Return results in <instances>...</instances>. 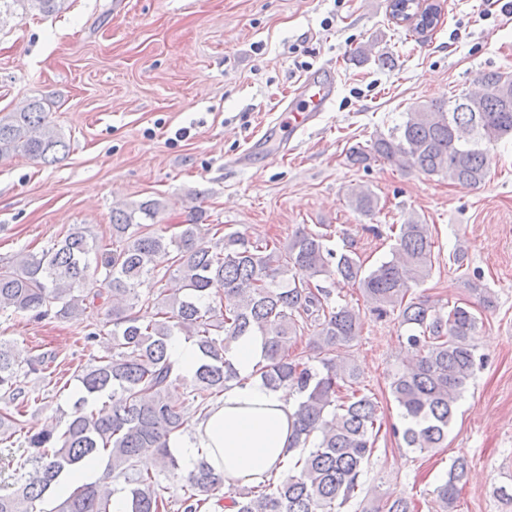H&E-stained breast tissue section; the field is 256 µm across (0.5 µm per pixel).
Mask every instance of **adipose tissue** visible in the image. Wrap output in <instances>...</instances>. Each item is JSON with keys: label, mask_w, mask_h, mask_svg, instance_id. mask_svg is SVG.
<instances>
[{"label": "adipose tissue", "mask_w": 512, "mask_h": 512, "mask_svg": "<svg viewBox=\"0 0 512 512\" xmlns=\"http://www.w3.org/2000/svg\"><path fill=\"white\" fill-rule=\"evenodd\" d=\"M234 363L245 384L226 389L206 414L191 424L190 436L171 440L184 471L206 461L226 483L249 485L280 474L292 444L296 399L287 389H268L252 371L261 356L258 337L235 344Z\"/></svg>", "instance_id": "obj_1"}]
</instances>
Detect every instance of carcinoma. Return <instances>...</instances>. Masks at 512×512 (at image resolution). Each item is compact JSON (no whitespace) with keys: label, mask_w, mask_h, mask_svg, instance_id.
Returning a JSON list of instances; mask_svg holds the SVG:
<instances>
[{"label":"carcinoma","mask_w":512,"mask_h":512,"mask_svg":"<svg viewBox=\"0 0 512 512\" xmlns=\"http://www.w3.org/2000/svg\"><path fill=\"white\" fill-rule=\"evenodd\" d=\"M67 0H0V16L17 9L59 13ZM413 31L423 34L441 19L430 3ZM481 89L448 101H430L407 113L389 135L357 143L346 152L353 166L383 160L426 175L479 186L492 164L491 151L512 138V76L485 73ZM68 145L47 120L44 102L33 99L0 115V159L23 154L42 164L64 160ZM348 206L364 216L378 210V199L359 186ZM162 202L148 199L112 210L109 240L103 243L74 228L39 254L20 253L0 263V312L27 313L37 320H79L102 310L112 329V354L81 368V396L65 428L27 432L31 449L17 467L27 478L13 493L0 495V512H37V504L58 477L87 459L107 453L102 479L76 488L51 512H111L112 483L132 488L130 512H171L158 476L137 470L150 451L159 472L182 480L183 512H198L224 485V475L205 461L183 474L169 441L187 429L190 407L203 412L224 389L244 382L230 356L242 336L261 337V360L252 375L276 390L299 396L293 414V448L288 476L270 478L229 498L235 512H415L411 497L372 506L365 487V465L376 451L381 429L377 397L360 388V370L336 355L361 335L360 310L332 299L322 286L331 277L357 285L376 318L396 316L405 328L409 358L393 374L390 393L402 411L407 447L421 453L442 447L456 405L483 358L475 355L479 318L468 302L434 307L412 296L433 268L432 234L418 219L399 225L391 258L365 268L358 253L327 246L330 235L305 228L288 241L251 237L238 230L218 238L194 213L178 233L158 224ZM165 283L159 288L157 284ZM181 336L199 351L189 376L173 371L168 354ZM308 337V352L292 346ZM318 359L314 368L307 354ZM39 375L37 358L19 360L0 339V391L12 400L26 397L19 372ZM108 394L100 408L88 399ZM23 411L0 412V444L23 429ZM469 476L468 462L456 458L433 490L441 512H454Z\"/></svg>","instance_id":"cac0c4a2"}]
</instances>
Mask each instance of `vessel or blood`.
Masks as SVG:
<instances>
[{
    "mask_svg": "<svg viewBox=\"0 0 512 512\" xmlns=\"http://www.w3.org/2000/svg\"><path fill=\"white\" fill-rule=\"evenodd\" d=\"M336 74L320 68L309 70L294 84L281 112L292 134L311 128L334 103Z\"/></svg>",
    "mask_w": 512,
    "mask_h": 512,
    "instance_id": "vessel-or-blood-1",
    "label": "vessel or blood"
}]
</instances>
